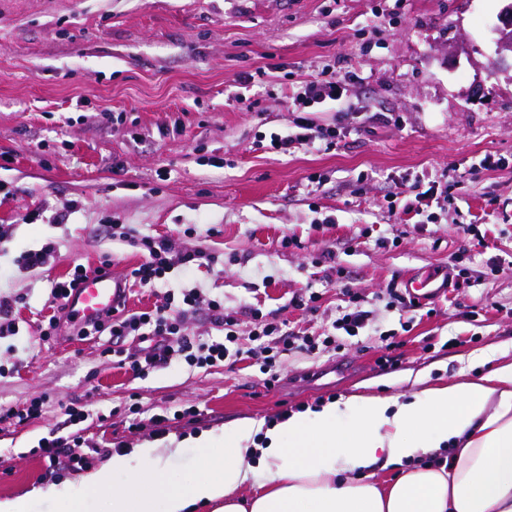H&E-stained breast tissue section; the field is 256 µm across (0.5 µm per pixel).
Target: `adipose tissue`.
Returning a JSON list of instances; mask_svg holds the SVG:
<instances>
[{"mask_svg":"<svg viewBox=\"0 0 512 512\" xmlns=\"http://www.w3.org/2000/svg\"><path fill=\"white\" fill-rule=\"evenodd\" d=\"M195 443L206 454L183 480L169 469L182 447L149 443L43 495L58 512L89 497L105 512H512V362L404 399L333 401L267 430L241 419Z\"/></svg>","mask_w":512,"mask_h":512,"instance_id":"adipose-tissue-1","label":"adipose tissue"}]
</instances>
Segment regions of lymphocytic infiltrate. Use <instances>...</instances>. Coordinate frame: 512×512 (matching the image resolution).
<instances>
[{
	"mask_svg": "<svg viewBox=\"0 0 512 512\" xmlns=\"http://www.w3.org/2000/svg\"><path fill=\"white\" fill-rule=\"evenodd\" d=\"M343 92V80L325 72L319 73L294 91L290 100L296 112V131L286 137H272V149L284 151L294 143L309 145L321 141L328 146L335 143L343 132L342 127L315 124L312 118L306 116L305 111L328 100H340ZM122 237L131 247L139 249L143 256L142 261L130 272L133 281L142 286L162 283L175 268L198 265L208 257L207 252L200 249L173 251L167 240L140 236L129 230L124 231ZM200 300V293L191 288L178 296L167 295L163 304L146 311L115 310L109 314L112 336H133L138 341V348L132 353L130 362L136 375H148L177 357L183 358L189 366L200 368L236 362L242 350L232 330L234 317L225 312L223 301L212 299L208 302L214 322L224 331L222 338L198 346L184 332L181 319L186 313L193 311ZM68 416L73 427L72 432L63 435L59 430H49L47 436L39 440L37 450L49 462H56L64 456L71 464L77 465L84 460L81 451L84 438L79 426L88 419L89 413L82 408L72 407L68 410Z\"/></svg>",
	"mask_w": 512,
	"mask_h": 512,
	"instance_id": "f902f5d3",
	"label": "lymphocytic infiltrate"
}]
</instances>
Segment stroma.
Wrapping results in <instances>:
<instances>
[{"instance_id":"1","label":"stroma","mask_w":512,"mask_h":512,"mask_svg":"<svg viewBox=\"0 0 512 512\" xmlns=\"http://www.w3.org/2000/svg\"><path fill=\"white\" fill-rule=\"evenodd\" d=\"M512 0H0V296L19 333L0 339V408L36 402L0 424V499L95 470L117 448L185 442L173 475L203 455L193 439L249 418L363 395H408L512 361V68L496 27ZM346 78L335 146L271 149L291 129L288 96L322 69ZM249 85H242V78ZM505 166L480 169L485 157ZM448 176L437 223L415 224L414 183ZM316 175L321 185L309 183ZM66 221L27 223L33 211ZM213 263L175 269L132 292L127 307L161 304L198 287L224 299L245 353L229 366L174 361L145 377L112 361V338L40 331L53 281L75 265L141 260L109 217ZM296 245L282 244L284 236ZM49 245L48 266L24 251ZM467 280L413 311L386 292L432 265ZM321 293L317 310L293 304ZM367 301L368 326L316 351L276 359L247 340L248 308L284 332H320L345 293ZM397 359L384 369V353ZM88 411L85 467L50 465L36 447L69 433L66 409ZM193 409V423L156 433L155 414ZM141 419L133 427V419Z\"/></svg>"}]
</instances>
